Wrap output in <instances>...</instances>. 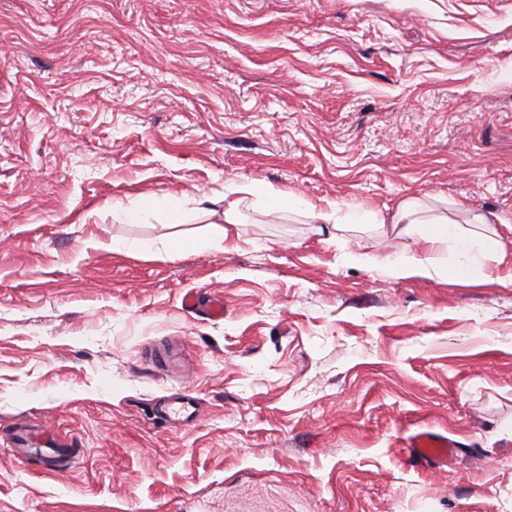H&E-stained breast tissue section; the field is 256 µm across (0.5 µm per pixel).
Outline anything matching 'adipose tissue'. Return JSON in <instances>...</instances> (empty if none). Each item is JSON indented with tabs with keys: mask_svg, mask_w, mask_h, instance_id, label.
Instances as JSON below:
<instances>
[{
	"mask_svg": "<svg viewBox=\"0 0 512 512\" xmlns=\"http://www.w3.org/2000/svg\"><path fill=\"white\" fill-rule=\"evenodd\" d=\"M260 205L280 212L297 210L310 214L325 224L339 223L335 204L319 206L291 191L275 190L257 181L245 178L224 186V219L217 228L221 243H228L232 230L241 222V209ZM394 224L420 225L417 243L419 254L407 257L353 255V262L373 271L389 270L399 275H426L430 272L428 255L436 247H449L454 255L452 272L463 273L482 268L486 261L502 266L504 274L499 282L512 287V238L504 237L486 216L472 215L466 223H459L445 215L430 213L421 199L402 201L393 218Z\"/></svg>",
	"mask_w": 512,
	"mask_h": 512,
	"instance_id": "obj_1",
	"label": "adipose tissue"
}]
</instances>
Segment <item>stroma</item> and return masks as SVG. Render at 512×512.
I'll return each mask as SVG.
<instances>
[{
	"mask_svg": "<svg viewBox=\"0 0 512 512\" xmlns=\"http://www.w3.org/2000/svg\"><path fill=\"white\" fill-rule=\"evenodd\" d=\"M244 177L512 225V0H0V512H512V288L369 271L412 238L304 212L113 251L213 235ZM162 194L183 223L115 211ZM422 431L455 460L413 465ZM184 306L191 310H200L212 318L224 317V302L218 298L202 299L197 293H187L183 298ZM195 413V398L191 393L186 392L174 400L160 405L156 411V416L165 423L173 421L188 422L194 418ZM59 440L57 437L50 435L43 438L40 445V461L41 470L46 472L54 471L56 464L63 458L70 455L72 448Z\"/></svg>",
	"mask_w": 512,
	"mask_h": 512,
	"instance_id": "obj_1",
	"label": "stroma"
}]
</instances>
